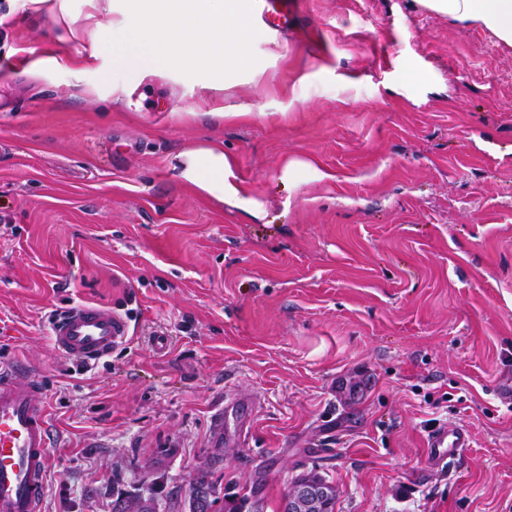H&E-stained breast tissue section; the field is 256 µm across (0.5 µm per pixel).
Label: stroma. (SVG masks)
Instances as JSON below:
<instances>
[{
  "mask_svg": "<svg viewBox=\"0 0 512 512\" xmlns=\"http://www.w3.org/2000/svg\"><path fill=\"white\" fill-rule=\"evenodd\" d=\"M123 7L0 0V363L51 413L41 512H112L117 474L170 512L206 464L259 512L310 472L335 512H512V48L417 0H294L210 88L78 70ZM209 143L261 218L180 177ZM84 303L131 325L90 368L50 334ZM437 423L471 439L433 468Z\"/></svg>",
  "mask_w": 512,
  "mask_h": 512,
  "instance_id": "1",
  "label": "stroma"
}]
</instances>
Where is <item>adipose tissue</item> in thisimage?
Here are the masks:
<instances>
[{
  "instance_id": "1",
  "label": "adipose tissue",
  "mask_w": 512,
  "mask_h": 512,
  "mask_svg": "<svg viewBox=\"0 0 512 512\" xmlns=\"http://www.w3.org/2000/svg\"><path fill=\"white\" fill-rule=\"evenodd\" d=\"M430 13L473 22L512 47V0H419ZM255 0H128L120 38L100 29L76 63L86 68L103 55L154 74L177 62L194 64L205 77L252 68L247 44L257 35ZM183 179L257 218L260 204L247 196L222 148L181 155Z\"/></svg>"
}]
</instances>
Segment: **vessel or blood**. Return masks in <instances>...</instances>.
<instances>
[{
    "label": "vessel or blood",
    "instance_id": "b4317fda",
    "mask_svg": "<svg viewBox=\"0 0 512 512\" xmlns=\"http://www.w3.org/2000/svg\"><path fill=\"white\" fill-rule=\"evenodd\" d=\"M130 323L111 307L85 304L57 315L51 336L57 350L85 364L97 363L129 338ZM12 365H0V512H40L49 468L48 411L36 379L20 380ZM469 445L468 431L441 425L426 437L431 464L453 460Z\"/></svg>",
    "mask_w": 512,
    "mask_h": 512
}]
</instances>
